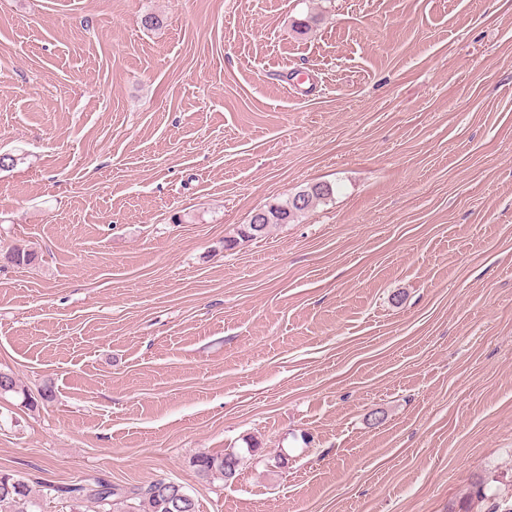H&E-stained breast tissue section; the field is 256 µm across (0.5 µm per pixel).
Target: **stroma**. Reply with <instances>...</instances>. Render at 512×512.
<instances>
[{"mask_svg": "<svg viewBox=\"0 0 512 512\" xmlns=\"http://www.w3.org/2000/svg\"><path fill=\"white\" fill-rule=\"evenodd\" d=\"M0 154V471L43 512L88 474L198 512L512 493V0H0ZM333 194L334 188L330 184L321 182L309 184L285 203L270 204L260 209L263 215H261L258 223H255L256 218L252 215L249 224H245L239 229L238 236L241 239L262 237L271 225L288 224L325 200L330 199ZM256 224L259 226L256 227ZM194 464L198 472L204 478H209L219 473L223 479L229 480L235 477L240 464V457L233 450H225L224 454H201L195 457Z\"/></svg>", "mask_w": 512, "mask_h": 512, "instance_id": "stroma-1", "label": "stroma"}]
</instances>
